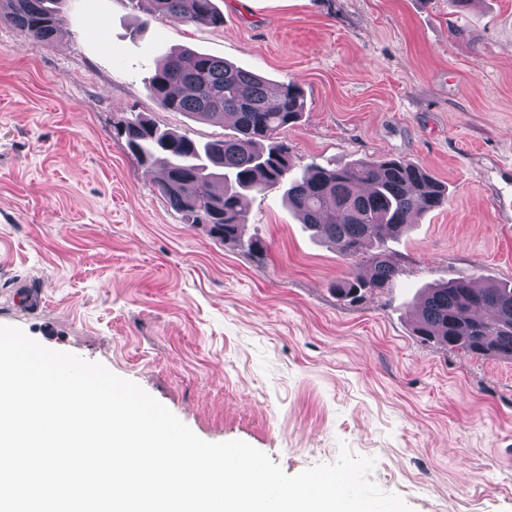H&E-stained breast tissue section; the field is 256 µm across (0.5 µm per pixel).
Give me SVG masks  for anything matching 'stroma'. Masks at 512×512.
<instances>
[{
  "mask_svg": "<svg viewBox=\"0 0 512 512\" xmlns=\"http://www.w3.org/2000/svg\"><path fill=\"white\" fill-rule=\"evenodd\" d=\"M222 27L64 0L50 42L0 24V325L138 384L200 438L241 440L286 474L375 460L412 512H512V361L414 336L411 304L468 276L512 281V0H215ZM463 37L451 35V27ZM189 48L306 100L293 171L401 158L448 189L390 242L401 273L347 303L346 262L256 195L251 253L183 223L116 127L140 112L206 141L227 124L160 108L146 80Z\"/></svg>",
  "mask_w": 512,
  "mask_h": 512,
  "instance_id": "obj_1",
  "label": "stroma"
}]
</instances>
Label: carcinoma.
Here are the masks:
<instances>
[{"instance_id": "cac0c4a2", "label": "carcinoma", "mask_w": 512, "mask_h": 512, "mask_svg": "<svg viewBox=\"0 0 512 512\" xmlns=\"http://www.w3.org/2000/svg\"><path fill=\"white\" fill-rule=\"evenodd\" d=\"M148 17L175 16L192 25L220 27L214 0H131ZM61 0H0V22L40 42L62 31ZM149 96L164 110L199 121L232 119L235 134L206 142L162 129L140 113L125 119L126 145L156 173L160 194L186 224L217 227L215 239L259 251L244 240L254 195L284 188L288 205L312 235L333 243L354 271L336 284L342 299L359 302L389 291L400 273L387 240L408 233L416 218L448 203L446 187L424 169L398 159L357 160L336 168L311 164L290 175L282 133L305 111L292 83L273 82L193 50L164 55L148 78ZM414 335L472 357L512 360V284L478 286L469 277L426 288Z\"/></svg>"}]
</instances>
